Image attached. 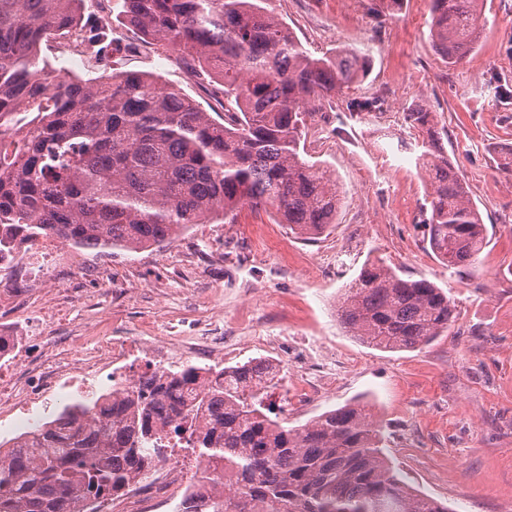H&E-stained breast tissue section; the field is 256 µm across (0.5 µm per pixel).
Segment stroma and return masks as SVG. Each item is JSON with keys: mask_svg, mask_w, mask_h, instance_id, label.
<instances>
[{"mask_svg": "<svg viewBox=\"0 0 512 512\" xmlns=\"http://www.w3.org/2000/svg\"><path fill=\"white\" fill-rule=\"evenodd\" d=\"M378 0H276L280 18L315 56L367 49V76L308 116V160L326 162L341 207L315 239L292 233L272 213L248 209L235 221L194 224L164 248L101 252L58 244L39 288H26L27 315L54 336H105L149 342L179 327L217 333L225 366L267 359L280 369L273 399L298 425L358 400L372 405L384 453L417 491L450 512H512V0H488L480 47L451 68L429 39V0H402L395 16ZM112 52L64 55L41 49L70 77L112 71L152 74L207 111L219 104L175 54L143 45L115 27ZM369 100L368 115L350 110ZM437 112L442 143L471 189L488 244L467 271H449L421 225L428 190L413 162L414 103ZM402 277H424L448 291L457 317L447 335L421 349L385 352L356 340L336 303L366 261ZM356 364L341 366L344 357ZM337 366L333 390L293 392L300 375Z\"/></svg>", "mask_w": 512, "mask_h": 512, "instance_id": "35a3bbf8", "label": "stroma"}]
</instances>
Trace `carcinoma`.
<instances>
[{
    "label": "carcinoma",
    "instance_id": "obj_1",
    "mask_svg": "<svg viewBox=\"0 0 512 512\" xmlns=\"http://www.w3.org/2000/svg\"><path fill=\"white\" fill-rule=\"evenodd\" d=\"M85 0H0V255L19 240L55 238L84 249L160 248L216 212L275 210L312 238L336 223L330 170L300 152L305 117L365 76L355 48L315 57L277 15L274 0H122L116 21L178 55L210 87L213 118L157 78L120 71L67 79L39 61L53 31L106 50L109 23L82 22ZM486 0H430L429 37L448 66L479 46ZM426 133L416 167L431 182L427 240L457 272L486 245L481 213L423 104L403 114ZM362 342L420 349L456 318L448 292L364 265L336 310ZM276 367L256 360L204 375L142 374L135 390L65 407L20 437L0 463V512H83L149 474L152 453L201 458L212 493L177 512H449L414 491L383 452L382 427L346 404L304 424L274 417Z\"/></svg>",
    "mask_w": 512,
    "mask_h": 512
}]
</instances>
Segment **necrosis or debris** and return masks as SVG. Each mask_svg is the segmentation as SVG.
Segmentation results:
<instances>
[{"label": "necrosis or debris", "instance_id": "4bbe7bcc", "mask_svg": "<svg viewBox=\"0 0 512 512\" xmlns=\"http://www.w3.org/2000/svg\"><path fill=\"white\" fill-rule=\"evenodd\" d=\"M205 348L223 354L220 336H167L149 345H141L121 336H99L80 359L49 366L34 359L22 346H15L13 358L22 370L9 384L0 387V408L11 412L16 430H23L34 408H47L56 390L72 387L88 390L98 378H105V394L133 389L140 366L155 370L171 365L195 350ZM199 490L198 481L172 462L159 467L149 478L133 484L124 497L101 502L99 512H164L180 489Z\"/></svg>", "mask_w": 512, "mask_h": 512}]
</instances>
